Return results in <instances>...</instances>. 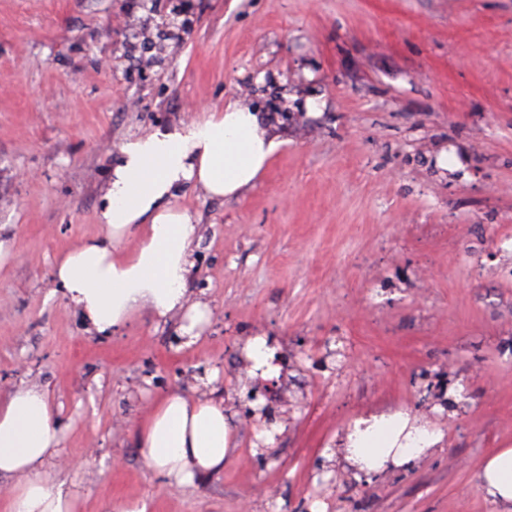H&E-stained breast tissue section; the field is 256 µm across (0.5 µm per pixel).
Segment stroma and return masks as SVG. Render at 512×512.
Listing matches in <instances>:
<instances>
[{"instance_id":"obj_1","label":"stroma","mask_w":512,"mask_h":512,"mask_svg":"<svg viewBox=\"0 0 512 512\" xmlns=\"http://www.w3.org/2000/svg\"><path fill=\"white\" fill-rule=\"evenodd\" d=\"M243 97L281 142L266 170L173 200L198 223L200 339L145 309L89 332L53 266L103 235L121 144ZM0 239V400L59 404L77 512H493L475 476L512 448V0H0ZM256 335L280 374L251 402ZM171 391L238 431L190 485L136 444ZM395 412L441 443L361 480L333 460Z\"/></svg>"}]
</instances>
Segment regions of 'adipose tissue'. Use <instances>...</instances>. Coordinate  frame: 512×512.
<instances>
[{"label": "adipose tissue", "mask_w": 512, "mask_h": 512, "mask_svg": "<svg viewBox=\"0 0 512 512\" xmlns=\"http://www.w3.org/2000/svg\"><path fill=\"white\" fill-rule=\"evenodd\" d=\"M279 148L267 119L248 101L223 111L127 139L97 213L103 236L84 241L53 268V288L81 315L88 331L108 337L141 308L165 318L183 312L182 333L199 336L206 303H188L185 277L194 265L198 228L172 204L186 186L212 198H231L253 185ZM134 248H127L128 239ZM236 430L214 400L170 392L136 430L149 467L180 484L220 471ZM441 431L408 415H373L352 424L337 450L356 474L406 469L441 443ZM63 430L48 393L26 386L0 401V483L10 494L7 512H75L76 495L51 465ZM484 497L512 512V448L486 459L477 473Z\"/></svg>", "instance_id": "ef3b65f1"}]
</instances>
